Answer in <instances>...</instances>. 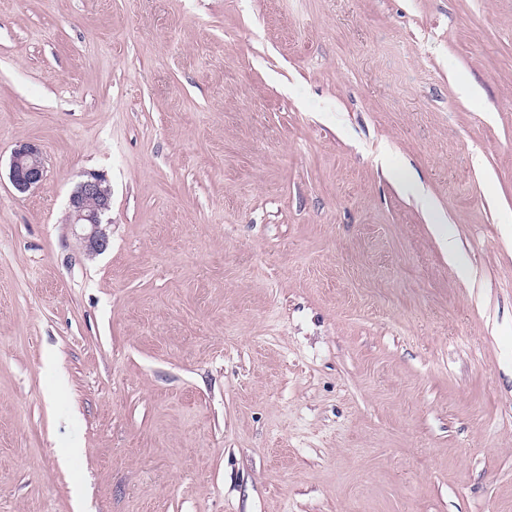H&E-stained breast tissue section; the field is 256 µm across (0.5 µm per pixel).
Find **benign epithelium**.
<instances>
[{"mask_svg":"<svg viewBox=\"0 0 512 512\" xmlns=\"http://www.w3.org/2000/svg\"><path fill=\"white\" fill-rule=\"evenodd\" d=\"M10 180L20 193L42 185L46 179V166L42 149L30 142H21L12 152ZM112 192L105 176L96 171L84 173L69 196L70 223L82 228L79 239L85 250L97 254L108 246L104 225L110 218Z\"/></svg>","mask_w":512,"mask_h":512,"instance_id":"obj_1","label":"benign epithelium"}]
</instances>
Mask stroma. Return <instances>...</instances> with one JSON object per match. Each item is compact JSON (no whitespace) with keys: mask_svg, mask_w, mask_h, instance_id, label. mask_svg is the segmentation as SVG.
Listing matches in <instances>:
<instances>
[{"mask_svg":"<svg viewBox=\"0 0 512 512\" xmlns=\"http://www.w3.org/2000/svg\"><path fill=\"white\" fill-rule=\"evenodd\" d=\"M0 512H512V0H0ZM9 176L20 193L41 186L46 179L42 149L30 142H20L12 152ZM112 192L105 176L88 171L69 196L70 224L81 226L79 239L85 250L98 254L108 246V236L103 224H111Z\"/></svg>","mask_w":512,"mask_h":512,"instance_id":"1","label":"stroma"}]
</instances>
